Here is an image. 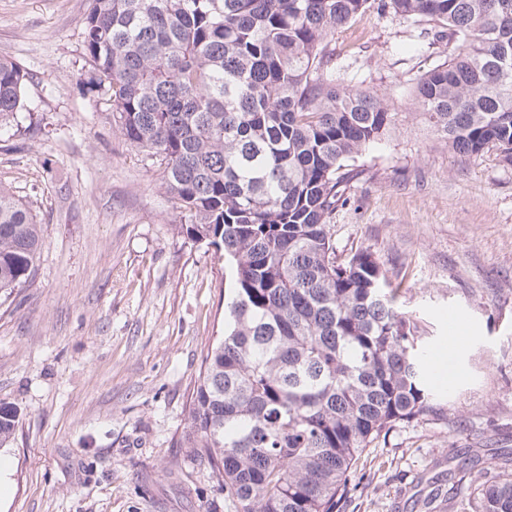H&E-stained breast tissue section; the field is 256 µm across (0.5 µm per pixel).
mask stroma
I'll return each mask as SVG.
<instances>
[{"label":"stroma","instance_id":"1","mask_svg":"<svg viewBox=\"0 0 512 512\" xmlns=\"http://www.w3.org/2000/svg\"><path fill=\"white\" fill-rule=\"evenodd\" d=\"M87 9L0 0V57L31 76L26 113L0 129V185L43 234L34 279L0 306V401L20 410L0 512H224L179 441L229 270L179 233L187 218L121 135L108 84L87 86ZM333 45L397 120L355 162L336 247L383 261L443 365L447 408L368 449L343 509L455 512L471 480L512 472V166L450 152L415 111L418 77L451 46L432 24L371 9Z\"/></svg>","mask_w":512,"mask_h":512}]
</instances>
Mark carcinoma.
Segmentation results:
<instances>
[{
  "instance_id": "obj_1",
  "label": "carcinoma",
  "mask_w": 512,
  "mask_h": 512,
  "mask_svg": "<svg viewBox=\"0 0 512 512\" xmlns=\"http://www.w3.org/2000/svg\"><path fill=\"white\" fill-rule=\"evenodd\" d=\"M84 46L127 142L160 161L233 288L180 447L224 486V512H338L355 465L403 423L445 417L426 331L368 247L337 253L330 219L352 162L397 113L336 83L339 30L371 7L451 31V58L413 104L448 149L512 165V0H90ZM29 73L0 58V127ZM42 246L31 209L0 186V296ZM20 412L0 401V447ZM458 512H512V474L471 482Z\"/></svg>"
}]
</instances>
